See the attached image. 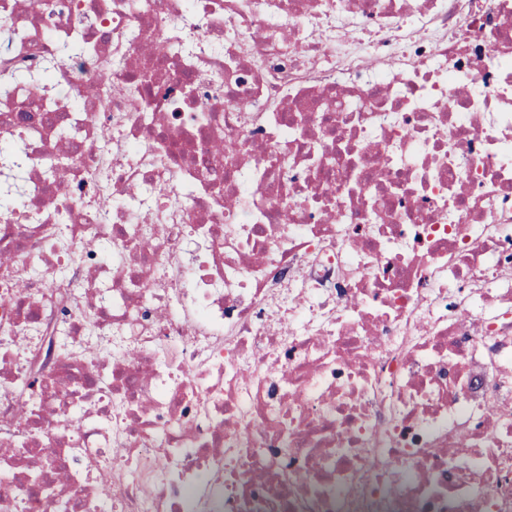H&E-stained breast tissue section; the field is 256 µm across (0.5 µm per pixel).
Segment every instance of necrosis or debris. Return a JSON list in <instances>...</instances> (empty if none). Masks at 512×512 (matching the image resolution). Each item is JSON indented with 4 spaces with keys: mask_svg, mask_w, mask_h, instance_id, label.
Here are the masks:
<instances>
[{
    "mask_svg": "<svg viewBox=\"0 0 512 512\" xmlns=\"http://www.w3.org/2000/svg\"><path fill=\"white\" fill-rule=\"evenodd\" d=\"M0 23V512H512V0ZM89 49V44L84 41L79 34L74 33L67 39L57 42L56 55L49 62V65L58 67L62 64H67L72 57L84 53ZM40 79L38 71L17 69L3 76L0 82V96L4 99L11 97L16 92L33 85ZM24 153L22 142L14 139L0 140V156L9 162L0 177V209L17 208L25 203L28 174Z\"/></svg>",
    "mask_w": 512,
    "mask_h": 512,
    "instance_id": "obj_1",
    "label": "necrosis or debris"
}]
</instances>
